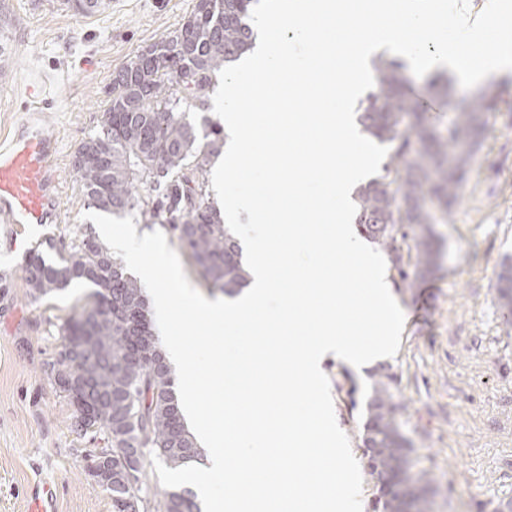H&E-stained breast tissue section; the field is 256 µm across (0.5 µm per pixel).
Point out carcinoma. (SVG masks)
<instances>
[{"mask_svg": "<svg viewBox=\"0 0 512 512\" xmlns=\"http://www.w3.org/2000/svg\"><path fill=\"white\" fill-rule=\"evenodd\" d=\"M257 0H196L173 34L147 46L120 68L126 79L112 86L103 130L77 149L72 172L88 205L117 215L165 224L193 259L211 293L231 296L247 280L240 248L211 200L206 175L224 148V129L193 112L209 108V92L222 68L253 48L250 14ZM375 89L359 103L363 130L390 152L382 175L355 193L361 237L385 252L398 287L429 275L439 248L435 205L448 214L470 164V147L483 125L484 98L456 100L435 76L432 95L446 100L453 118L437 128L425 120V101L404 78L401 65L382 55L372 62ZM37 301L73 283L93 286L91 301L64 324L62 348L47 374L73 406L106 434L112 483L95 476L99 449L88 454V475L112 499V512H137L147 480L145 449L176 469L202 459V450L179 408L177 372L165 361L145 290L110 249L90 235L66 254L44 258L34 248L23 269ZM499 301L512 311V264L498 276ZM362 444L371 481L399 476L397 490L372 500L373 512H429V474L416 468L413 448L395 415L393 376L372 375ZM160 512H201L189 490L163 495Z\"/></svg>", "mask_w": 512, "mask_h": 512, "instance_id": "cac0c4a2", "label": "carcinoma"}]
</instances>
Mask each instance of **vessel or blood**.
Wrapping results in <instances>:
<instances>
[{
	"label": "vessel or blood",
	"instance_id": "1",
	"mask_svg": "<svg viewBox=\"0 0 512 512\" xmlns=\"http://www.w3.org/2000/svg\"><path fill=\"white\" fill-rule=\"evenodd\" d=\"M45 96L44 87H36V103L27 119L13 130L7 145L0 146L1 224L40 226L57 220L53 161L58 154V137L42 118ZM56 501L53 486H33L30 512H56Z\"/></svg>",
	"mask_w": 512,
	"mask_h": 512
}]
</instances>
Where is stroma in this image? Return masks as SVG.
I'll use <instances>...</instances> for the list:
<instances>
[{"label":"stroma","mask_w":512,"mask_h":512,"mask_svg":"<svg viewBox=\"0 0 512 512\" xmlns=\"http://www.w3.org/2000/svg\"><path fill=\"white\" fill-rule=\"evenodd\" d=\"M195 0H105L91 15L66 0H0V137L23 122L28 84L46 83L43 114L60 136L58 219L35 236L0 226V264L14 265L37 239L70 251L97 235L71 164L98 133L113 73L140 49L179 28ZM478 146L447 221L437 222L441 259L412 289H396L405 316L398 353L382 362L395 377L396 417L431 479L432 512H501L512 500V314L498 275L512 261V78L488 81ZM0 294V512H28L38 480L57 490V512H112L109 494L85 475L101 439L73 427V409L46 375L62 326L89 300L74 283L32 300L21 273ZM337 423L362 458L371 371L325 366Z\"/></svg>","instance_id":"35a3bbf8"}]
</instances>
